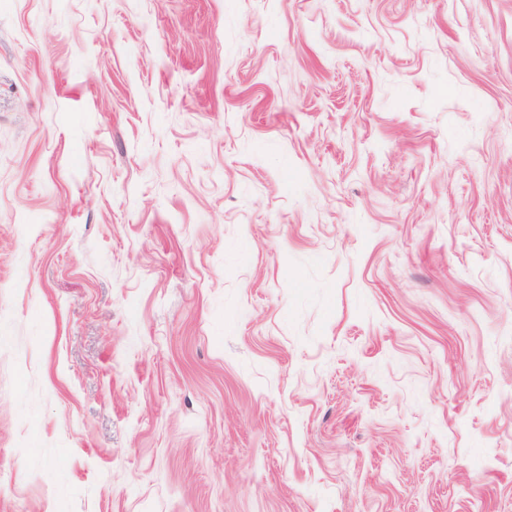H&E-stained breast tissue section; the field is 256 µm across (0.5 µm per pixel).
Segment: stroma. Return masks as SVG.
Returning a JSON list of instances; mask_svg holds the SVG:
<instances>
[{"mask_svg":"<svg viewBox=\"0 0 512 512\" xmlns=\"http://www.w3.org/2000/svg\"><path fill=\"white\" fill-rule=\"evenodd\" d=\"M0 512H512V0H0Z\"/></svg>","mask_w":512,"mask_h":512,"instance_id":"stroma-1","label":"stroma"}]
</instances>
